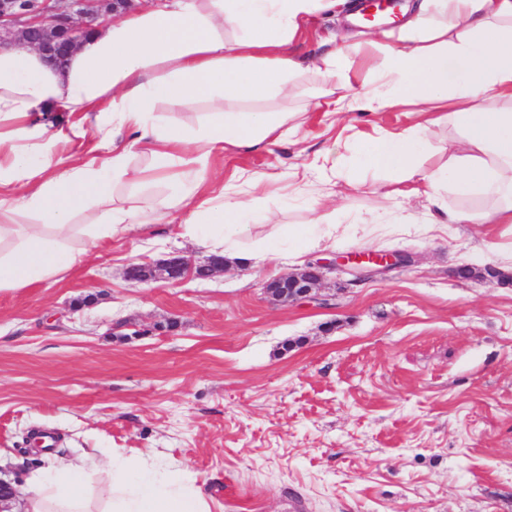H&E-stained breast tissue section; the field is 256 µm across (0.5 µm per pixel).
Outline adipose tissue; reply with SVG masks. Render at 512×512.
Listing matches in <instances>:
<instances>
[{"label":"adipose tissue","instance_id":"ef3b65f1","mask_svg":"<svg viewBox=\"0 0 512 512\" xmlns=\"http://www.w3.org/2000/svg\"><path fill=\"white\" fill-rule=\"evenodd\" d=\"M336 0H166L153 11L96 27L64 66L36 49L0 51V291L54 279L81 262L100 240L136 224L183 211L190 235L214 254L226 232L243 233L261 221L251 202L226 186L206 187L209 159L227 147L257 149L296 134L306 112H235L225 100L294 93L295 76L313 72L329 82L334 112H379L407 105L422 114L414 127L370 140L357 164L346 144L321 153L322 169L354 183L356 168L404 174L405 196L438 203L429 228L453 224H512V0H417L393 31V45L372 62L373 79L355 91L345 46L311 64L287 48L305 18ZM244 31L227 38L225 24ZM165 97L204 99L216 113L187 129L157 113ZM75 114L67 128L50 129L44 113ZM458 132L445 160L417 163L437 127ZM96 155L69 161L64 151L86 138ZM148 152L154 170L176 181L177 195L141 205L114 200L116 185L139 182L135 151ZM480 190L492 206L441 205L440 191ZM95 211L94 225L77 230L76 217ZM112 492V512H210L196 478L158 461L89 464L78 458L34 473L24 512H91L83 488L87 470Z\"/></svg>","mask_w":512,"mask_h":512}]
</instances>
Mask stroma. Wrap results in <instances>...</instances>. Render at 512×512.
Instances as JSON below:
<instances>
[{
    "instance_id": "stroma-1",
    "label": "stroma",
    "mask_w": 512,
    "mask_h": 512,
    "mask_svg": "<svg viewBox=\"0 0 512 512\" xmlns=\"http://www.w3.org/2000/svg\"><path fill=\"white\" fill-rule=\"evenodd\" d=\"M347 7L305 22L288 53L310 61L347 35ZM292 99L226 101L238 112L308 108L306 140L213 154L209 177L252 192L287 255L253 258L262 226L234 235L223 273L178 283L127 281L133 263L207 251L184 225L144 224L92 249L56 281L0 292V474L29 475L78 456L158 458L195 474L210 512H512V278L463 279L501 266L512 224L427 231L433 208L357 188L306 184L341 138L359 150L413 126L401 107L336 122L327 83L307 73ZM272 179L254 191L255 174ZM334 193L335 239L291 254L315 193ZM415 261L353 285L328 275L320 301L282 305L278 276L350 252Z\"/></svg>"
}]
</instances>
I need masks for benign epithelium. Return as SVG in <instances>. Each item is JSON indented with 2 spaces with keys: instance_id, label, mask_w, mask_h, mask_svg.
<instances>
[{
  "instance_id": "1",
  "label": "benign epithelium",
  "mask_w": 512,
  "mask_h": 512,
  "mask_svg": "<svg viewBox=\"0 0 512 512\" xmlns=\"http://www.w3.org/2000/svg\"><path fill=\"white\" fill-rule=\"evenodd\" d=\"M135 0H0V48L29 45L53 59L58 51L75 48L94 23L133 5ZM409 253L339 256L310 263L304 269L268 282L267 296L279 303L312 302L324 272L350 276L356 284L384 274L399 265L411 263ZM193 267L190 259L174 257L152 266L153 275L139 283L166 280L168 273Z\"/></svg>"
}]
</instances>
